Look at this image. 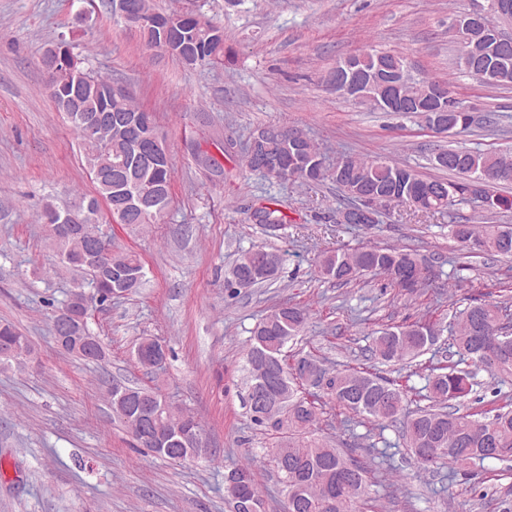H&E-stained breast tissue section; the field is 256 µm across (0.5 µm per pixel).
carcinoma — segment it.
<instances>
[{
	"mask_svg": "<svg viewBox=\"0 0 512 512\" xmlns=\"http://www.w3.org/2000/svg\"><path fill=\"white\" fill-rule=\"evenodd\" d=\"M500 16L489 9L475 32L484 38L497 28ZM215 22L196 13H185V19L176 29L179 40L191 43L182 53L181 62L187 66L210 65L224 61L231 51L226 44L200 41L191 42V32L196 28L212 27ZM493 54L507 61V72L495 82L497 86H512V45L495 46ZM406 56L399 53L371 50L347 57L337 66L350 65L356 72L370 80L382 75L399 81L405 67ZM87 81L81 89L76 108L63 105L62 96L53 100L58 110L78 132L84 158L89 171L100 170L103 177L95 181L97 192L107 196L117 184L124 187L125 200L131 204L150 191L160 197L161 206L139 213L131 221L136 230L149 224L165 222L172 196V164L166 161L156 165L143 164L129 153V136L146 135L147 123L156 121L152 112L134 104L129 97L105 106L98 90L110 80L94 75L83 68ZM449 90L446 82L412 75L407 94L418 106L426 105L438 89ZM103 116L97 137L88 135L83 116ZM298 137L294 146L267 139L257 143L256 153L271 156L284 168L282 181L298 180L303 183L331 179L351 200L364 203L375 192L391 193L389 177L401 173L410 180L413 198L401 199L425 213H443L471 201L489 200L501 210L512 209V196L494 191L495 184H512V158L497 156L466 148L440 149L433 156L436 167L460 175L457 181L424 178L408 166L392 163L384 158L356 159L344 157L342 168L307 171L290 167L291 154L305 158L321 159L320 149L306 133L297 128L283 127ZM498 170L500 178L484 190L471 187L472 180L485 171ZM89 206L91 219L86 224H61L58 213L63 208L48 203L40 220L45 224L58 259L57 269L79 276L63 306L75 309L83 292L89 290L104 305L113 297L112 271L106 270L93 277V270L86 262L87 241L102 232L99 224L97 198H82ZM249 221L270 231H277L288 223L287 216L278 208L260 205L251 209ZM452 236L465 248L486 256H512V227L503 224H452ZM262 247L244 251L239 256L224 287L235 288L236 279L248 277L259 286L271 281L278 272L281 259L271 253L274 265L268 269L262 258ZM418 255L401 246H361L322 255L316 263L319 274L339 285H348L368 273H383L391 285L406 295H415L429 282V277L417 281L401 275L404 262H412ZM112 262L130 270H140L143 264L131 251L112 257ZM309 313L296 305L282 303L270 310L252 329L244 352L245 394L263 390L265 378L260 375L257 361L267 360L279 374L281 391L288 396L270 398L271 406L259 417L249 412L251 421L266 434L280 442L272 449V462L279 482L285 491L284 512H361V501L366 492L368 471L359 461L333 447L318 436V420L324 401L361 416L385 430L399 420L411 399L426 402L407 414L403 420V440L407 450L421 468L428 470L439 463L456 468L465 467L489 458L512 460V399L489 416L484 410L459 413L454 403L464 401L473 391L474 373L470 367H487L508 377L512 375V347L505 355L496 351L493 337L512 329V303L472 301L453 315L449 324L451 347L457 360L438 362L431 366L424 392L414 387L391 381L369 371L329 368L312 357H300L288 364V343L294 341L305 329ZM439 338L436 325L428 321L390 326L378 332L369 346L371 357L383 364L415 359L436 345ZM33 355L28 336L10 323L0 325V367L24 369ZM139 402L164 403L162 411L169 443L148 446L154 454L173 461L213 458L216 451L209 448L205 428L191 413L179 408L159 392L138 386L130 387ZM112 413L133 439L139 442L132 430L138 409H119L116 391L109 393ZM224 480L235 483L234 489L224 488L227 506L235 512H264V500L255 479L251 463L236 465L224 474Z\"/></svg>",
	"mask_w": 512,
	"mask_h": 512,
	"instance_id": "obj_1",
	"label": "carcinoma"
}]
</instances>
